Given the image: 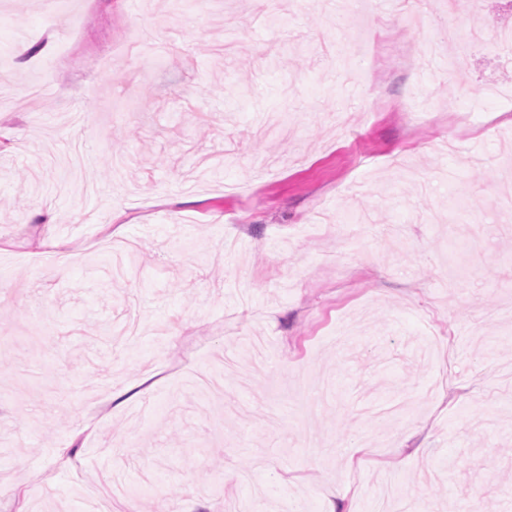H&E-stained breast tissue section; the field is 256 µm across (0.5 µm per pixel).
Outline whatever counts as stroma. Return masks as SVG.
I'll return each instance as SVG.
<instances>
[{
	"label": "stroma",
	"mask_w": 512,
	"mask_h": 512,
	"mask_svg": "<svg viewBox=\"0 0 512 512\" xmlns=\"http://www.w3.org/2000/svg\"><path fill=\"white\" fill-rule=\"evenodd\" d=\"M502 26L507 0H0V512H96L93 483L112 512H503ZM53 238L75 256L34 263Z\"/></svg>",
	"instance_id": "stroma-1"
}]
</instances>
